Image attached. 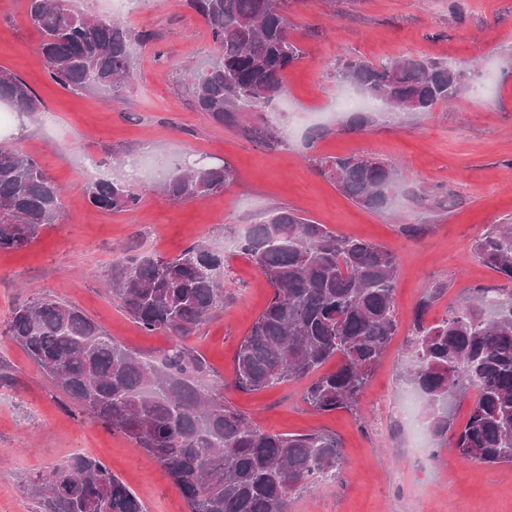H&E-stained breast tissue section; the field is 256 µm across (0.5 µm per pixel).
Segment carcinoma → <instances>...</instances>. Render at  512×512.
Returning a JSON list of instances; mask_svg holds the SVG:
<instances>
[{
  "mask_svg": "<svg viewBox=\"0 0 512 512\" xmlns=\"http://www.w3.org/2000/svg\"><path fill=\"white\" fill-rule=\"evenodd\" d=\"M210 30L214 54L186 74L197 111L213 122L262 112L287 92L285 72L305 55L288 21L289 0H185ZM49 77L68 89H97L116 100L134 78L133 46L152 35L79 11L74 0H29ZM388 112H431L469 91L476 73L462 64L398 58L346 60L333 70ZM0 101L19 116L40 110L30 85L0 69ZM373 113L342 126L361 130ZM270 149L266 126L244 125ZM340 192L373 211L386 208L400 171L377 158L318 159ZM233 180L227 165L186 161L151 190L170 201L203 198ZM95 209L138 207L142 189L126 179L88 178ZM61 187L16 144L0 143V250H21L57 222ZM240 249L260 268L272 296L241 341L234 385L253 392L312 377L305 403L319 413L353 408L397 331V258L384 246L340 236L292 211L252 225ZM474 252L512 282V224H490ZM224 255L196 243L173 258L122 256L107 274L112 295L148 334L176 341L158 357L128 349L79 306L40 290L15 308L3 335L19 346L80 414L118 432L168 474L189 512H288L312 482L332 484L342 454L336 439L314 432L263 431L207 382L208 367L183 340L223 302ZM434 288L417 305L404 372L425 402L426 428L464 461L512 466V289L492 302L474 288L445 316L426 320ZM338 359L329 372L320 369ZM471 398L455 426L449 407ZM30 493L44 512H145L137 495L102 461L78 454L39 475Z\"/></svg>",
  "mask_w": 512,
  "mask_h": 512,
  "instance_id": "carcinoma-1",
  "label": "carcinoma"
}]
</instances>
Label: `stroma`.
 I'll use <instances>...</instances> for the list:
<instances>
[{
	"label": "stroma",
	"mask_w": 512,
	"mask_h": 512,
	"mask_svg": "<svg viewBox=\"0 0 512 512\" xmlns=\"http://www.w3.org/2000/svg\"><path fill=\"white\" fill-rule=\"evenodd\" d=\"M120 21L148 31L136 49L135 82L123 100L54 83L38 51L41 35L28 0H0V68L22 77L40 110L0 130L33 155L64 189L58 221L27 248L0 251V325L36 288L79 305L130 349L158 355L171 340L147 334L108 292L113 260L139 256L145 239L172 257L199 240L224 254V301L188 341L224 397L262 430L324 431L341 444L335 485L314 483L289 512H512V468L462 462L449 447L411 449L400 410L415 306L438 284L430 318L442 317L474 288H510L473 245L490 224L512 222V0H290L291 33L304 58L285 73L287 95L263 114L284 144L268 149L194 109L184 88L187 64L213 51L205 23L185 0H133ZM403 56L448 59L486 75L485 96L463 94L431 112L377 118L343 131L333 69L344 59L373 63ZM152 152L168 167L186 154L230 164L224 191L175 203L147 193L130 211L92 208L83 192L88 157L101 177ZM350 154L394 163L403 172L384 211L363 208L316 169V159ZM279 209L346 237L384 245L398 258L399 328L351 410L318 413L303 401L305 382L260 392L232 386L235 351L272 296L258 266L238 246L250 225ZM76 454L106 463L146 512H189L167 473L134 442L80 417L42 370L0 337V512H37L28 487Z\"/></svg>",
	"instance_id": "obj_1"
}]
</instances>
